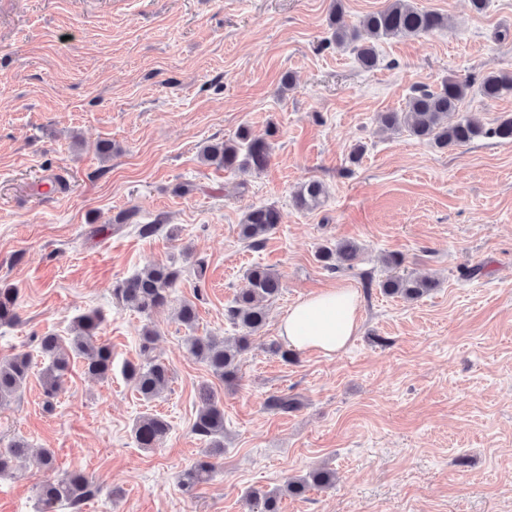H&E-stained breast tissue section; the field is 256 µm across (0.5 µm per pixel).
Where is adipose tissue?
<instances>
[{
	"instance_id": "obj_1",
	"label": "adipose tissue",
	"mask_w": 512,
	"mask_h": 512,
	"mask_svg": "<svg viewBox=\"0 0 512 512\" xmlns=\"http://www.w3.org/2000/svg\"><path fill=\"white\" fill-rule=\"evenodd\" d=\"M359 325L357 290L336 286L290 305L281 318L279 330L296 349L335 354L347 347Z\"/></svg>"
}]
</instances>
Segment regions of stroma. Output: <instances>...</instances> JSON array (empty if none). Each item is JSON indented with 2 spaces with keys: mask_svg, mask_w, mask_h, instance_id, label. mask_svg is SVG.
Wrapping results in <instances>:
<instances>
[{
  "mask_svg": "<svg viewBox=\"0 0 512 512\" xmlns=\"http://www.w3.org/2000/svg\"><path fill=\"white\" fill-rule=\"evenodd\" d=\"M411 3L447 26L380 41L366 71L330 43L332 0H0V283L20 296L19 323L0 325V359L26 352L33 365L0 406V446L21 439L56 459L1 476L0 512H41L39 486L71 471L97 488L82 512H248L247 490L318 467L335 470V485L283 496L280 512H512V143L440 150L378 121L413 88L512 73V0L481 13L469 0ZM243 125L257 136L275 128L267 169L201 162L202 144ZM308 180L325 195L302 211L292 196ZM183 182L195 186L184 197L174 192ZM264 205L281 221L253 249L238 226ZM132 208L136 223L115 227ZM158 219L156 235H139ZM340 240L358 243L359 257L326 271L316 254ZM392 253L438 287L414 302L383 294ZM153 261L184 274L172 306L145 317L120 306L112 284ZM257 264L281 275L282 292L236 380H213L185 338L235 336L224 311ZM338 285L360 294L357 336L337 354L282 362L271 350L281 316ZM185 299L198 309L191 331L175 316ZM91 310L105 317L112 376L74 363L45 408L38 339L69 335ZM146 324L172 373L149 403L121 373ZM208 380L224 409V455L190 496L180 478L206 446L192 425ZM283 394L294 412L266 408ZM145 413L170 423L159 447L134 438Z\"/></svg>",
  "mask_w": 512,
  "mask_h": 512,
  "instance_id": "35a3bbf8",
  "label": "stroma"
}]
</instances>
